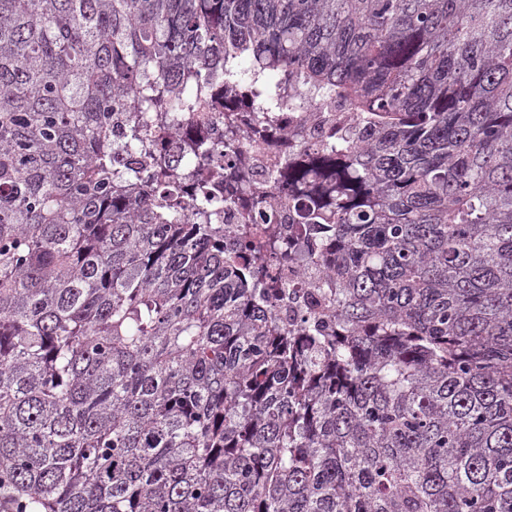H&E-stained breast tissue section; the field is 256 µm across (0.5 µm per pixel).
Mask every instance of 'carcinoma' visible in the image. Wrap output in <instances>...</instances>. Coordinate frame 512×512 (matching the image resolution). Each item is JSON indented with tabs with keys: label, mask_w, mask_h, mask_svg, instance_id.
I'll return each mask as SVG.
<instances>
[{
	"label": "carcinoma",
	"mask_w": 512,
	"mask_h": 512,
	"mask_svg": "<svg viewBox=\"0 0 512 512\" xmlns=\"http://www.w3.org/2000/svg\"><path fill=\"white\" fill-rule=\"evenodd\" d=\"M219 73L373 130L279 172L336 282L303 328L289 247L211 231ZM1 500L512 512V0H0Z\"/></svg>",
	"instance_id": "carcinoma-1"
}]
</instances>
